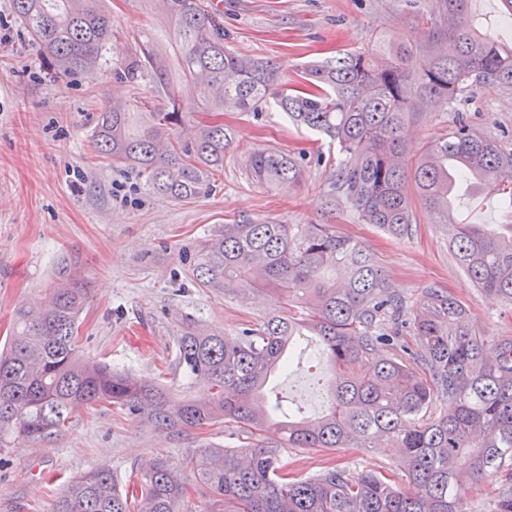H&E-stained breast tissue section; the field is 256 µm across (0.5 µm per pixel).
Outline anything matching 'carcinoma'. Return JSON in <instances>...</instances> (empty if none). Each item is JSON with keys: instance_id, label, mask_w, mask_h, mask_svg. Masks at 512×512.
Wrapping results in <instances>:
<instances>
[{"instance_id": "obj_1", "label": "carcinoma", "mask_w": 512, "mask_h": 512, "mask_svg": "<svg viewBox=\"0 0 512 512\" xmlns=\"http://www.w3.org/2000/svg\"><path fill=\"white\" fill-rule=\"evenodd\" d=\"M160 1L157 26L141 36L113 78L154 84V100L114 101L99 113L98 153L137 172L154 193L179 201L215 190L231 136L225 111L259 115L274 105L338 148L325 205L349 204L364 224L405 237L416 223L413 199L450 228L448 245L482 291L512 304V234L460 224L448 204L457 184L485 172L512 209V148L473 127L463 113L416 162L404 133L418 114L483 86L512 88V40L473 27L477 0H438L426 58L374 42L365 51L306 65L292 84L270 60L224 49L205 0ZM100 0H12L13 16L40 41L63 74L95 75L112 28ZM211 118L185 138V93ZM245 171L276 189L300 184L303 168L273 147L255 151ZM200 288L230 294L267 291L287 305L235 336L205 333L185 318L175 338V367L207 390L177 399L158 378L116 370L79 354V317L87 288L64 259L39 308L13 311V333L0 348V449L49 443L80 406L108 405L178 438L187 429L235 423L255 441L242 448H189L171 463L139 469L137 494L123 493L107 469L70 482L54 512H182L198 478L211 512H469L472 488L505 477L495 512H512V339L476 332L465 306L441 288L410 304L393 288L377 256L334 224H224L189 265ZM413 332L416 343L405 342ZM319 337L334 373L329 407L295 418L268 385L288 370L298 337ZM400 448L406 486L334 464L288 477L285 448Z\"/></svg>"}]
</instances>
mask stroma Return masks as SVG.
<instances>
[{"label": "stroma", "mask_w": 512, "mask_h": 512, "mask_svg": "<svg viewBox=\"0 0 512 512\" xmlns=\"http://www.w3.org/2000/svg\"><path fill=\"white\" fill-rule=\"evenodd\" d=\"M436 0H222L224 46L241 55L271 60L288 80L301 67L325 57L386 42L424 47ZM112 24L107 59H118L157 19L138 0H104ZM8 21L0 44V343L11 330L14 308L40 305L63 256L73 257L89 293L80 315L79 347L86 358L142 376L169 374L181 318L204 330L237 334L254 317L281 306L270 293L223 295L194 285L182 258L196 252L220 225L238 220L276 224H332L367 245L392 287L416 301L429 286L447 289L469 311L483 337L512 336V305L475 288L448 248V232L416 206L411 236L394 238L360 223L348 204L327 207L325 195L336 169V147L289 122L276 107L259 115L228 112L224 125L232 145L217 189L189 202L151 193L135 171L113 167L99 154L92 130L114 99L152 97V85L96 75L62 74L49 65L42 46L12 18L11 0H0ZM483 132L507 135L512 147V89L482 87L462 107ZM453 112H426L408 125L406 157L453 123ZM274 147L304 166L301 185L262 188L248 180L244 161L254 150ZM458 220L506 232L512 212L485 191L460 189ZM332 368L316 337L301 339L274 392L293 398L302 416L325 413L328 396L318 378ZM209 441L227 448L245 444L234 423L183 433L180 440L151 428L118 408L76 411L67 431L34 448L0 450V512H52L67 482L95 469L112 471L119 486L135 484L138 470L158 457L181 458L185 449ZM398 449H286L288 473L306 476L325 463L371 471L401 482Z\"/></svg>", "instance_id": "1"}]
</instances>
